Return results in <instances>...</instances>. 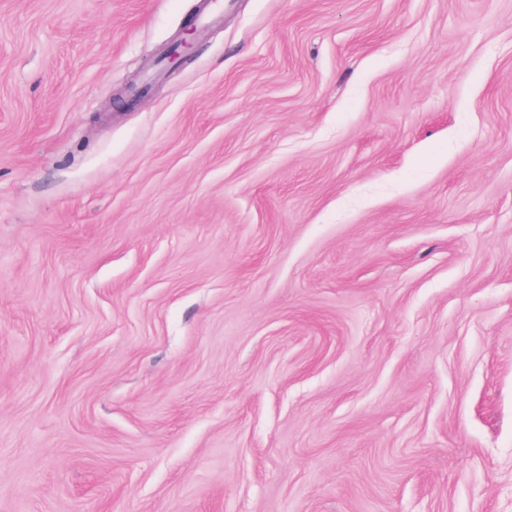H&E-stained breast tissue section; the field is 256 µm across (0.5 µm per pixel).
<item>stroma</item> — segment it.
<instances>
[{
    "instance_id": "obj_1",
    "label": "stroma",
    "mask_w": 512,
    "mask_h": 512,
    "mask_svg": "<svg viewBox=\"0 0 512 512\" xmlns=\"http://www.w3.org/2000/svg\"><path fill=\"white\" fill-rule=\"evenodd\" d=\"M0 0V512H512V0ZM195 15L192 16L184 24V31L180 35L179 40L176 43L178 47L176 54L172 58L174 67L180 66L192 59L195 53V42L188 31H193L196 34L197 39V27L194 24ZM187 32V33H186ZM186 33V36H183Z\"/></svg>"
}]
</instances>
